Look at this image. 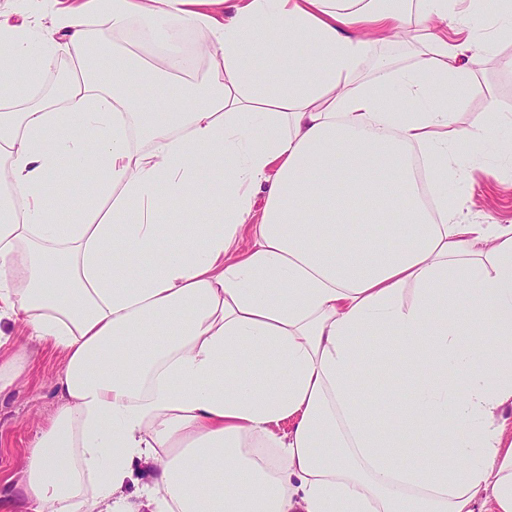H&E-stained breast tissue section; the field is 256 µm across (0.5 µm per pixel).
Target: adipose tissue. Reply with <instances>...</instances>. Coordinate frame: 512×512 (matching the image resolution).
Instances as JSON below:
<instances>
[{"instance_id": "ef3b65f1", "label": "adipose tissue", "mask_w": 512, "mask_h": 512, "mask_svg": "<svg viewBox=\"0 0 512 512\" xmlns=\"http://www.w3.org/2000/svg\"><path fill=\"white\" fill-rule=\"evenodd\" d=\"M89 0L53 26L0 19V319L64 354L59 406L32 439L0 512H512V224H463L448 196L460 128L448 100L473 87L493 39L462 22L481 0ZM139 21L167 76L178 36L207 29L217 61L159 112L165 87L113 45L111 89L72 76L63 108L15 73L84 60L88 14ZM407 31L405 69L362 74L370 35ZM316 51L303 56L300 43ZM108 174L59 223V160ZM255 241L228 262L257 195ZM203 223L166 224L159 201ZM417 298L403 303L407 287ZM400 336L417 373L411 461L355 396ZM292 420L286 438L273 431ZM276 449L267 458L265 449ZM150 477L124 495L133 463Z\"/></svg>"}]
</instances>
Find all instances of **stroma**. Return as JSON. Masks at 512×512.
Masks as SVG:
<instances>
[{
	"mask_svg": "<svg viewBox=\"0 0 512 512\" xmlns=\"http://www.w3.org/2000/svg\"><path fill=\"white\" fill-rule=\"evenodd\" d=\"M54 0H0V11L14 23L33 28L50 25ZM416 50L407 38L387 34L372 43L363 65L364 74H372L379 62L401 68L410 63ZM512 58V36L498 37L492 53L485 55L477 71L471 93L457 105V125L468 128L493 123L495 142L490 146L473 144L462 147L451 161L456 177L451 186L463 204L458 221L465 224H512V163L497 160L502 147L512 144V124L492 122L490 110L512 114V70L502 67L503 59ZM0 332L11 336L23 347L28 364L16 387L0 397V485L18 479L27 448L34 435L50 420L57 408L51 384L63 364L61 352L30 341L22 322L0 321ZM359 399L372 408L380 429L392 432L396 425L391 414L376 406L375 396L392 393L402 401L410 400L416 385L412 371L389 364L385 376L366 372L361 376Z\"/></svg>",
	"mask_w": 512,
	"mask_h": 512,
	"instance_id": "1",
	"label": "stroma"
}]
</instances>
